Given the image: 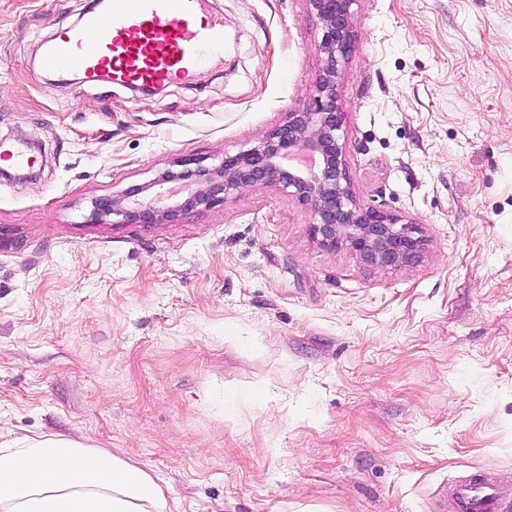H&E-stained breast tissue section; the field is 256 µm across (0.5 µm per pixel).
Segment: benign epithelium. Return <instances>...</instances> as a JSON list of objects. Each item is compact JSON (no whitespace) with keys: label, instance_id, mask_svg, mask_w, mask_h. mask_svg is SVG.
<instances>
[{"label":"benign epithelium","instance_id":"benign-epithelium-1","mask_svg":"<svg viewBox=\"0 0 512 512\" xmlns=\"http://www.w3.org/2000/svg\"><path fill=\"white\" fill-rule=\"evenodd\" d=\"M323 31L322 66L312 99L288 113L254 146L224 154L218 165L191 160L165 168L143 184H133L92 200L94 224H175L190 212L224 204L240 191L273 186L305 206L311 234L320 245L348 249L375 268H398L417 261L425 239L415 224L378 207L357 204L347 183L339 142L338 75L353 40L349 22L353 0H308Z\"/></svg>","mask_w":512,"mask_h":512}]
</instances>
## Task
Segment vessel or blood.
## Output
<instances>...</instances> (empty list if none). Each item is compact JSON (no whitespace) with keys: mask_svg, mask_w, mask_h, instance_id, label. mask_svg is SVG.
Segmentation results:
<instances>
[{"mask_svg":"<svg viewBox=\"0 0 512 512\" xmlns=\"http://www.w3.org/2000/svg\"><path fill=\"white\" fill-rule=\"evenodd\" d=\"M208 0H112L82 26L59 35L46 50L51 71L78 70L87 78L109 71L113 80L145 85L191 76L224 43L220 22L200 23ZM438 512H505L496 486L483 474L443 481Z\"/></svg>","mask_w":512,"mask_h":512,"instance_id":"obj_1","label":"vessel or blood"}]
</instances>
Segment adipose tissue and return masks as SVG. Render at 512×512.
<instances>
[{
	"label": "adipose tissue",
	"mask_w": 512,
	"mask_h": 512,
	"mask_svg": "<svg viewBox=\"0 0 512 512\" xmlns=\"http://www.w3.org/2000/svg\"><path fill=\"white\" fill-rule=\"evenodd\" d=\"M0 512H171L139 464L61 438L0 443Z\"/></svg>",
	"instance_id": "ef3b65f1"
}]
</instances>
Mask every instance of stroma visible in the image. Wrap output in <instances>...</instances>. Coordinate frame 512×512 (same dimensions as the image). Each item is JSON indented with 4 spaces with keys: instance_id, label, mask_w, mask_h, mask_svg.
<instances>
[{
    "instance_id": "stroma-1",
    "label": "stroma",
    "mask_w": 512,
    "mask_h": 512,
    "mask_svg": "<svg viewBox=\"0 0 512 512\" xmlns=\"http://www.w3.org/2000/svg\"><path fill=\"white\" fill-rule=\"evenodd\" d=\"M90 0H0V442L151 470L174 512H435L478 471L512 500V0H353L338 77L357 203L418 225L380 270L249 188L175 224L93 199L253 146L306 107L308 0H211L224 47L158 93L53 79Z\"/></svg>"
}]
</instances>
